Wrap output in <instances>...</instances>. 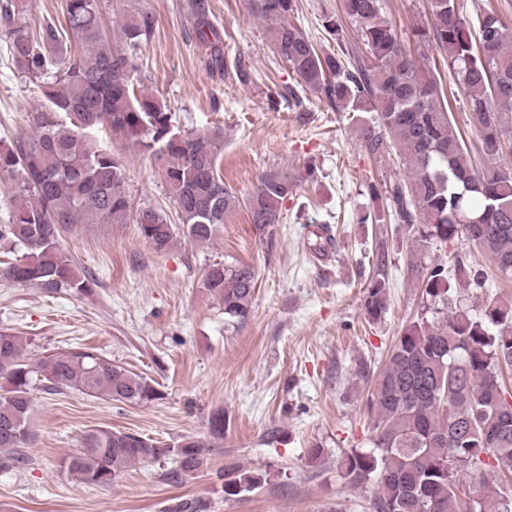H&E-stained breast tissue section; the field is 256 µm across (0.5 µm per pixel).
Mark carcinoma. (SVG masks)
<instances>
[{
	"mask_svg": "<svg viewBox=\"0 0 512 512\" xmlns=\"http://www.w3.org/2000/svg\"><path fill=\"white\" fill-rule=\"evenodd\" d=\"M427 24L413 32L418 46L438 51L465 98L468 130L452 112L455 89L443 87L429 57L407 48L382 0H343L344 15L323 28L342 53L320 50L291 20L295 0H252L256 17L269 22L268 43L298 85L319 93L338 111L360 112V143L375 158L396 155L404 176L368 186L379 206L371 222L413 229L409 270L423 288V311L396 338L376 375L366 409L374 422L371 449L341 461L346 482L373 486V512H512V392L502 374L512 370V296L473 309L450 298L452 282L481 290L488 280L476 255L488 258L512 280V23L494 8L471 26L462 0H430ZM196 39L213 48L212 63L232 68L242 82L250 66L229 63L220 33L196 0ZM25 0L0 6V35L17 68L36 80L44 103L29 113V131L0 144V179L9 180L8 215L0 238L23 247L3 273L21 285L50 292L86 293L95 281L79 274L62 248V231L74 224L138 225L157 251L176 237L165 213L133 209L120 156L99 146L98 126L112 138L162 161V176L176 203L182 234L195 243L212 240L236 197L224 184L220 162L224 132L180 130L168 106L137 93V50L154 33L153 11L130 17L113 38L104 29L97 0H66V24L33 27ZM357 40L350 42L346 25ZM298 178L286 170L259 175L247 198L251 223L271 237L282 206L296 195ZM310 249L334 245L327 224L316 225ZM459 236L468 249L454 269L424 267L422 251ZM388 240L377 242L363 308L370 323L387 310ZM257 271L247 263L215 262L202 287L224 303L229 325L250 316ZM0 468L27 464L24 448L33 390H75L116 402L147 405L164 399L155 381L82 348L34 360L23 338L0 332ZM174 455L180 480L203 467L200 443L190 438L161 447L139 434L98 428L86 433L67 471L92 485L108 486L128 467ZM267 481L261 473L226 475L224 497L251 493Z\"/></svg>",
	"mask_w": 512,
	"mask_h": 512,
	"instance_id": "carcinoma-1",
	"label": "carcinoma"
}]
</instances>
